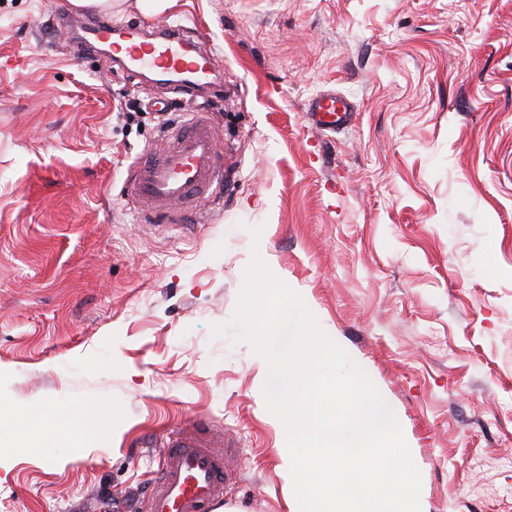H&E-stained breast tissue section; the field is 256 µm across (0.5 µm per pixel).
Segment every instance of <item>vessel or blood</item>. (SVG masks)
I'll return each instance as SVG.
<instances>
[{"instance_id": "1", "label": "vessel or blood", "mask_w": 512, "mask_h": 512, "mask_svg": "<svg viewBox=\"0 0 512 512\" xmlns=\"http://www.w3.org/2000/svg\"><path fill=\"white\" fill-rule=\"evenodd\" d=\"M84 44L109 45L114 63L131 75L151 72L170 93L193 84L217 92L223 59L200 41L193 28L172 21L158 26L142 21L116 22L107 15L84 16ZM352 112L341 99L323 96L308 111L313 128L341 125ZM224 193V150L208 113H193L160 147L136 164L124 183V196L141 220L184 224L202 204ZM224 498V455L191 431L170 438L160 475L154 482L148 512H212Z\"/></svg>"}]
</instances>
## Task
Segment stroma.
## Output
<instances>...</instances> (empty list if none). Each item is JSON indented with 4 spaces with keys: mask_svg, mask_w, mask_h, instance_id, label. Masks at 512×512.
<instances>
[{
    "mask_svg": "<svg viewBox=\"0 0 512 512\" xmlns=\"http://www.w3.org/2000/svg\"><path fill=\"white\" fill-rule=\"evenodd\" d=\"M53 8L0 0V512H146L198 422L229 512H289L259 357L211 331L255 250L399 417L422 512H512V0H116L223 57L224 198L163 226L123 186L196 103L126 123L161 88ZM328 91L354 117L319 133Z\"/></svg>",
    "mask_w": 512,
    "mask_h": 512,
    "instance_id": "obj_1",
    "label": "stroma"
}]
</instances>
